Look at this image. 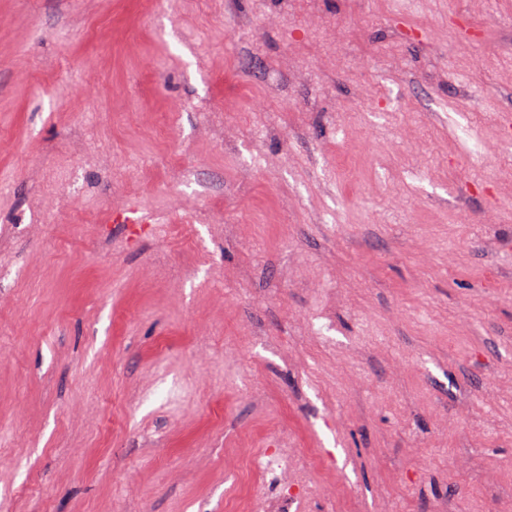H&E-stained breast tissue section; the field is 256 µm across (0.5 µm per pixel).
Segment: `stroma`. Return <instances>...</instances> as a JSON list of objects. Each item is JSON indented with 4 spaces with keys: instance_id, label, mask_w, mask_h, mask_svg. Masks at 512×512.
Instances as JSON below:
<instances>
[{
    "instance_id": "35a3bbf8",
    "label": "stroma",
    "mask_w": 512,
    "mask_h": 512,
    "mask_svg": "<svg viewBox=\"0 0 512 512\" xmlns=\"http://www.w3.org/2000/svg\"><path fill=\"white\" fill-rule=\"evenodd\" d=\"M0 0V512L512 491V0ZM319 452L311 448L305 456L298 455L297 448L272 445L263 448L261 460L254 462L252 471L272 487V495L260 505L250 497L234 501L229 510L233 512H299L297 509L313 499L316 490L308 480V469L319 461Z\"/></svg>"
}]
</instances>
